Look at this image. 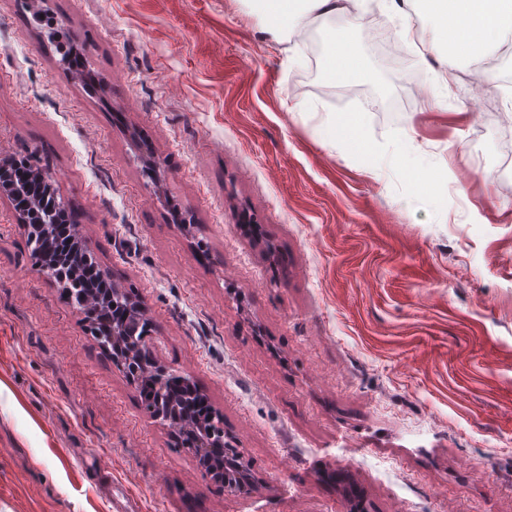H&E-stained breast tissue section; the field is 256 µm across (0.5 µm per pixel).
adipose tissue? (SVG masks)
<instances>
[{"label": "adipose tissue", "mask_w": 512, "mask_h": 512, "mask_svg": "<svg viewBox=\"0 0 512 512\" xmlns=\"http://www.w3.org/2000/svg\"><path fill=\"white\" fill-rule=\"evenodd\" d=\"M268 16L269 38L282 45L289 68L304 62L291 40L306 19L339 20L337 32L323 37V62L332 73L350 76L371 86L378 99H386L392 81H415L426 77L436 99L448 98V78L436 70L434 61L448 56L467 57L494 46L512 58V44L503 36L512 31V0H254ZM380 9L402 29L414 23L432 27L427 54L418 56L405 71L392 70L374 61L367 51H349L348 42H362L361 14Z\"/></svg>", "instance_id": "adipose-tissue-1"}]
</instances>
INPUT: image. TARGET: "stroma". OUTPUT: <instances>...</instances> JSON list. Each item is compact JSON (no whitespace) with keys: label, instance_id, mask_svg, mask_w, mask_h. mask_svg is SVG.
Here are the masks:
<instances>
[{"label":"stroma","instance_id":"obj_1","mask_svg":"<svg viewBox=\"0 0 512 512\" xmlns=\"http://www.w3.org/2000/svg\"><path fill=\"white\" fill-rule=\"evenodd\" d=\"M0 0V158L40 157L159 363L224 416L256 479L228 499L33 264L0 194V512H512V106L489 49L387 102L288 69L247 0ZM445 172L440 217L368 144ZM161 162L153 183L143 147ZM276 253L267 256V245ZM424 438L408 441L410 429ZM409 148V138L406 133L402 132L381 145H373L371 153L377 164L381 165L388 173L396 175L403 172L400 160Z\"/></svg>","mask_w":512,"mask_h":512}]
</instances>
